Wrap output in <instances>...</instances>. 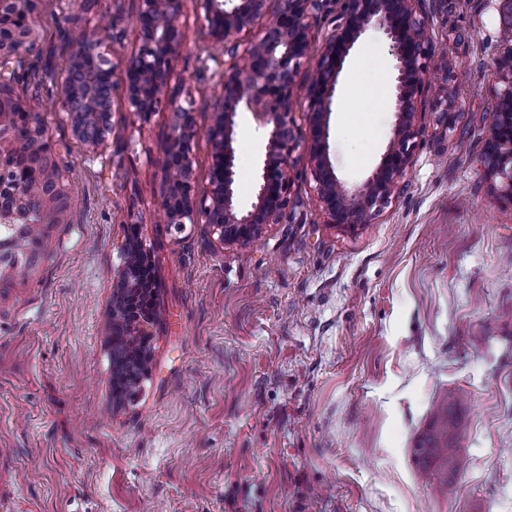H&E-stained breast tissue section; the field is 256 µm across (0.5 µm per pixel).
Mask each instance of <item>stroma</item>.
I'll list each match as a JSON object with an SVG mask.
<instances>
[{
    "label": "stroma",
    "instance_id": "35a3bbf8",
    "mask_svg": "<svg viewBox=\"0 0 512 512\" xmlns=\"http://www.w3.org/2000/svg\"><path fill=\"white\" fill-rule=\"evenodd\" d=\"M138 7L40 0L41 38L8 83L40 111L74 218L47 228L30 278L0 288V512H512V200L478 163L499 104L489 64L500 0H418L451 74H430L407 187L367 223L326 222L295 100L287 216L244 249L156 215L169 115L141 117L125 97ZM180 28L168 92L196 106L203 185L224 60L193 0ZM84 33L116 65L111 132L96 146L56 105ZM360 65L395 87L382 30L356 41L330 118L329 157L350 186L378 165L396 122ZM444 82L456 98L446 114L435 107ZM236 122L249 203L267 137L252 113ZM131 224L154 267L157 316L148 373L118 399L112 287ZM449 389L463 397L465 467L444 498L411 448Z\"/></svg>",
    "mask_w": 512,
    "mask_h": 512
}]
</instances>
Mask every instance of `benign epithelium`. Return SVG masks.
<instances>
[{"label": "benign epithelium", "mask_w": 512, "mask_h": 512, "mask_svg": "<svg viewBox=\"0 0 512 512\" xmlns=\"http://www.w3.org/2000/svg\"><path fill=\"white\" fill-rule=\"evenodd\" d=\"M183 0H140L139 15L150 20L140 29L138 47L125 69L126 99L134 112L148 114L165 110L172 116L170 132L159 164L162 193L157 211L176 232L193 224L200 216L210 224L221 244L246 247L270 224L281 222L289 196L288 158L293 149L294 100L307 103L311 126L309 161L315 192L328 222L339 226L363 224L379 214L402 190V181L413 164L420 131L414 124L415 99L425 87L432 70L448 72V63L438 62L428 47L426 20L416 15L417 0H336L338 20L318 52L315 67L306 82L297 76L309 57L312 38L310 16L325 0H281L264 35L246 40L257 20L266 15L269 0H196L203 12L208 44L230 59L221 82L224 95L213 107L209 131L213 149L210 179L198 186L190 159L194 136L193 102L182 103L167 96L171 78L170 61L181 47L180 16ZM37 0H0V60H18L23 44L7 39L3 30L20 22L27 40L37 37L34 14ZM371 27L384 31L396 60L397 84L393 138L380 163L360 185L342 182L328 155L327 139L336 87L346 57L359 36ZM96 38L84 35L72 50L68 76L59 88L65 104L91 107L99 115L90 128L84 113L70 111L75 132L91 144L101 142L110 130V104L97 88L98 77L115 65L91 48ZM500 51L493 61L499 79L498 98L506 109L496 113L490 127L486 150L481 157L485 174L499 180L502 194L512 197V38H499ZM245 60V66L238 60ZM27 116L31 126L40 128L47 172L54 182L56 203L38 213L37 223L58 224L72 201L57 175L53 150L45 129L40 127L36 108L13 97L0 87V173L10 169L8 161L19 154L17 141L3 132L6 118L14 113ZM240 112L252 113L268 135L265 158L256 185L255 201L241 204L236 186L234 127ZM33 197L16 193L13 199L0 198V224H9L30 213ZM125 261L114 279L112 319L124 323V336L138 339L148 334L149 324L131 318L121 299L138 290L141 283L129 284L126 271L133 262L145 263L149 256L139 241L124 245Z\"/></svg>", "instance_id": "1"}]
</instances>
